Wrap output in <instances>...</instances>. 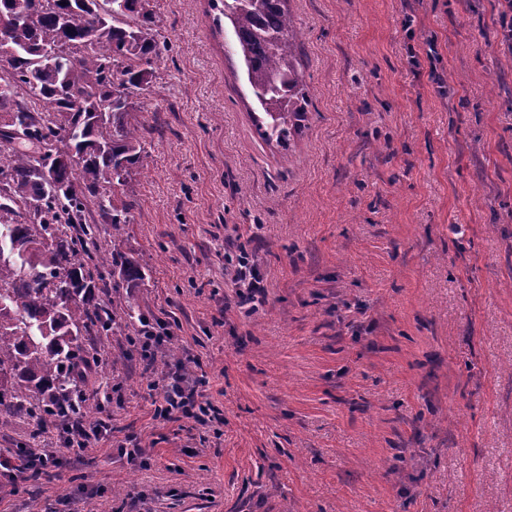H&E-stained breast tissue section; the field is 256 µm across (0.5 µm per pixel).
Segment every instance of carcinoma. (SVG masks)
Returning a JSON list of instances; mask_svg holds the SVG:
<instances>
[{"instance_id":"1","label":"carcinoma","mask_w":512,"mask_h":512,"mask_svg":"<svg viewBox=\"0 0 512 512\" xmlns=\"http://www.w3.org/2000/svg\"><path fill=\"white\" fill-rule=\"evenodd\" d=\"M286 3L222 0L264 114L256 127L282 145L310 105ZM0 37L17 49L0 72V430L31 419L36 438L84 418L83 337L142 323L109 291L144 280L122 241L128 178L150 157L132 98L168 44L155 0H0ZM100 224L112 225L108 249ZM171 365L192 372L170 345L158 370Z\"/></svg>"}]
</instances>
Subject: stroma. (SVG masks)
<instances>
[{
  "label": "stroma",
  "mask_w": 512,
  "mask_h": 512,
  "mask_svg": "<svg viewBox=\"0 0 512 512\" xmlns=\"http://www.w3.org/2000/svg\"><path fill=\"white\" fill-rule=\"evenodd\" d=\"M312 104L264 141L209 0H158L127 294L205 372L165 422L128 336L88 337L112 435L0 468V512H512V69L498 0H290ZM435 56H428V48ZM438 80H431L429 70ZM262 301L236 302L224 238ZM136 436L143 456L119 443ZM241 243L237 246L234 252L224 251V261L230 258L233 261L235 258L236 277L239 283L244 288H247L248 293L240 294L241 304L252 300L256 293H262L264 286L261 285L262 278L259 276L257 268L254 263L249 260V255ZM15 451V458L19 462L18 466L24 467L29 465L34 457V454L29 451L27 448H31L27 443H21ZM39 461V469L38 471H33L29 467L24 468H16L25 480L33 479L36 474H47L49 473L48 469L55 468L57 465L56 456L52 454H42L35 455Z\"/></svg>",
  "instance_id": "1"
}]
</instances>
